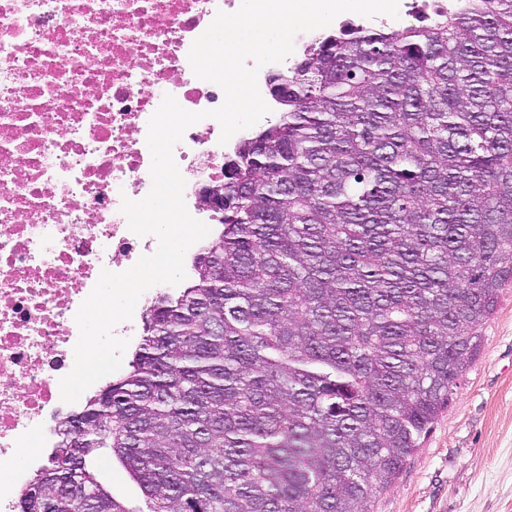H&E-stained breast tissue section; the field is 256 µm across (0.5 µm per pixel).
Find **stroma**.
I'll return each instance as SVG.
<instances>
[{
  "label": "stroma",
  "mask_w": 512,
  "mask_h": 512,
  "mask_svg": "<svg viewBox=\"0 0 512 512\" xmlns=\"http://www.w3.org/2000/svg\"><path fill=\"white\" fill-rule=\"evenodd\" d=\"M480 351L373 512H512V288L479 330ZM98 479L135 512L139 486L107 454L92 458Z\"/></svg>",
  "instance_id": "obj_1"
}]
</instances>
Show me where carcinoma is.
Listing matches in <instances>:
<instances>
[{
	"label": "carcinoma",
	"mask_w": 512,
	"mask_h": 512,
	"mask_svg": "<svg viewBox=\"0 0 512 512\" xmlns=\"http://www.w3.org/2000/svg\"><path fill=\"white\" fill-rule=\"evenodd\" d=\"M224 167V220L154 301L20 512H373L512 284V0L328 36ZM90 466L98 479L112 492L113 496L133 509L146 510L143 494L132 481L124 467L105 453L90 460Z\"/></svg>",
	"instance_id": "obj_1"
}]
</instances>
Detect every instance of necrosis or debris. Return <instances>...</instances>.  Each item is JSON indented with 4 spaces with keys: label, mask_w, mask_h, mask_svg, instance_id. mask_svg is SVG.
<instances>
[{
    "label": "necrosis or debris",
    "mask_w": 512,
    "mask_h": 512,
    "mask_svg": "<svg viewBox=\"0 0 512 512\" xmlns=\"http://www.w3.org/2000/svg\"><path fill=\"white\" fill-rule=\"evenodd\" d=\"M241 0H0V485L12 512L77 412L60 397L79 339L75 315L102 270L155 251L123 198L152 187L148 122L165 95L190 112L224 101L188 54L217 11ZM206 118L173 149L190 214L199 182L220 184L237 144Z\"/></svg>",
    "instance_id": "4bbe7bcc"
}]
</instances>
